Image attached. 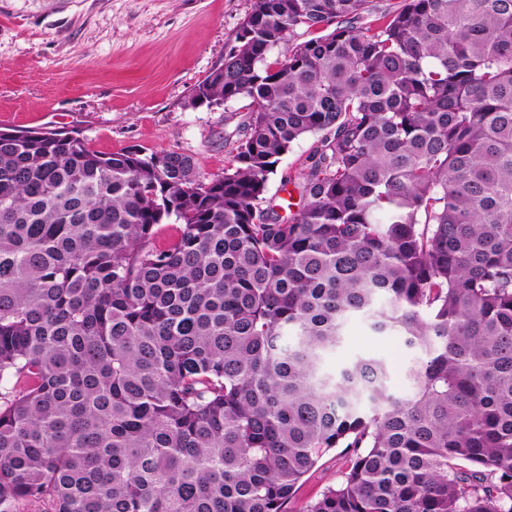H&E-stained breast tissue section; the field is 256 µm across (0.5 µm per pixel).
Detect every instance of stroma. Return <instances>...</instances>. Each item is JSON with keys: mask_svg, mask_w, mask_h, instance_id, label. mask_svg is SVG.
<instances>
[{"mask_svg": "<svg viewBox=\"0 0 512 512\" xmlns=\"http://www.w3.org/2000/svg\"><path fill=\"white\" fill-rule=\"evenodd\" d=\"M254 0H0V131L75 129L101 153L130 148L193 155L202 173L223 174L242 136L246 99L192 108L193 88L224 62ZM314 136L294 142L268 182L266 207L289 216ZM374 356L389 385L412 392L406 372L419 356L404 337L349 320L326 370ZM352 453L327 452L296 487L288 508L304 512L341 482Z\"/></svg>", "mask_w": 512, "mask_h": 512, "instance_id": "stroma-1", "label": "stroma"}]
</instances>
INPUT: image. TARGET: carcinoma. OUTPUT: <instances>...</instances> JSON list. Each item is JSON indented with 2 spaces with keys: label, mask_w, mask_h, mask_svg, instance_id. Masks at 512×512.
<instances>
[{
  "label": "carcinoma",
  "mask_w": 512,
  "mask_h": 512,
  "mask_svg": "<svg viewBox=\"0 0 512 512\" xmlns=\"http://www.w3.org/2000/svg\"><path fill=\"white\" fill-rule=\"evenodd\" d=\"M368 3L255 0L189 100L249 99L221 176L0 133V512H287L341 446L306 512H512V0ZM354 317L419 350L411 395L324 368ZM317 144L316 136H306L294 142L286 153L277 168V173L272 175L268 182L266 201L262 208H273L281 217L288 218L290 214L296 213L303 204L295 185L301 181L303 172L310 153ZM287 177L288 182L285 181ZM290 205V209L288 205ZM351 456L352 452L348 449L333 448L319 459L297 485L288 504L289 512H303L328 486L341 482L348 471Z\"/></svg>",
  "instance_id": "cac0c4a2"
}]
</instances>
